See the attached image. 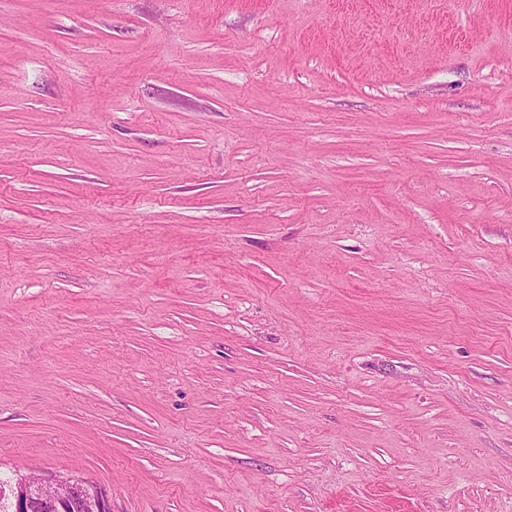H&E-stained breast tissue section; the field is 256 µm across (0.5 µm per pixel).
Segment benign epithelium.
I'll use <instances>...</instances> for the list:
<instances>
[{
	"label": "benign epithelium",
	"instance_id": "obj_1",
	"mask_svg": "<svg viewBox=\"0 0 512 512\" xmlns=\"http://www.w3.org/2000/svg\"><path fill=\"white\" fill-rule=\"evenodd\" d=\"M8 491L14 512H112L105 488L72 477L19 475Z\"/></svg>",
	"mask_w": 512,
	"mask_h": 512
}]
</instances>
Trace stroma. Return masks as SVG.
Instances as JSON below:
<instances>
[{
    "mask_svg": "<svg viewBox=\"0 0 512 512\" xmlns=\"http://www.w3.org/2000/svg\"><path fill=\"white\" fill-rule=\"evenodd\" d=\"M21 471L512 512V0H0Z\"/></svg>",
    "mask_w": 512,
    "mask_h": 512,
    "instance_id": "stroma-1",
    "label": "stroma"
}]
</instances>
